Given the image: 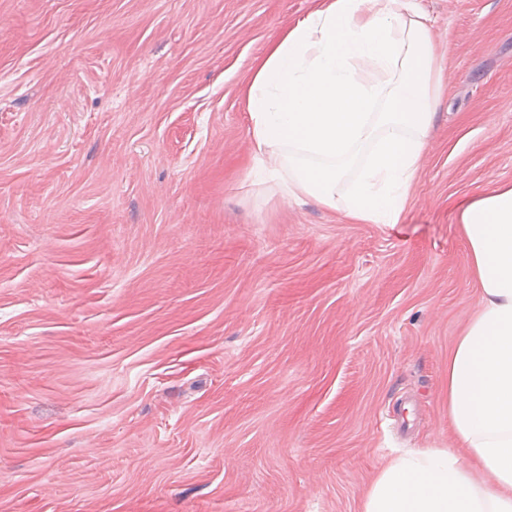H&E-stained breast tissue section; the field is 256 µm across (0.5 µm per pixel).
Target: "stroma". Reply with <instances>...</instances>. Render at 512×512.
<instances>
[{"label": "stroma", "mask_w": 512, "mask_h": 512, "mask_svg": "<svg viewBox=\"0 0 512 512\" xmlns=\"http://www.w3.org/2000/svg\"><path fill=\"white\" fill-rule=\"evenodd\" d=\"M442 75L401 224L249 178L314 0H0V512H360L451 448L455 204L512 183V0H409Z\"/></svg>", "instance_id": "stroma-1"}]
</instances>
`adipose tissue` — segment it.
<instances>
[{"mask_svg":"<svg viewBox=\"0 0 512 512\" xmlns=\"http://www.w3.org/2000/svg\"><path fill=\"white\" fill-rule=\"evenodd\" d=\"M439 86L432 29L406 0H315L243 90L251 173L349 224L402 223ZM457 221L480 292L448 354L458 448L389 460L361 512H512V184L460 203Z\"/></svg>","mask_w":512,"mask_h":512,"instance_id":"1","label":"adipose tissue"}]
</instances>
